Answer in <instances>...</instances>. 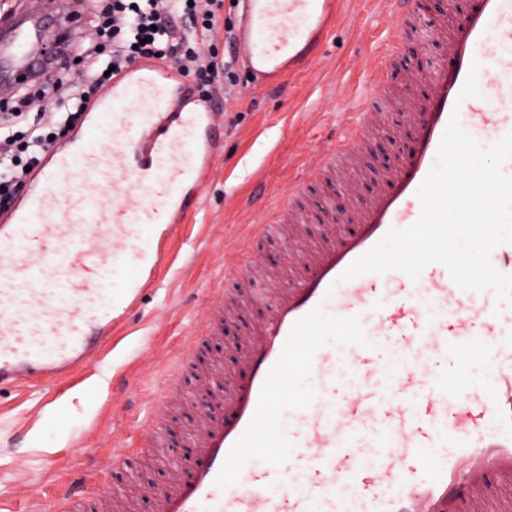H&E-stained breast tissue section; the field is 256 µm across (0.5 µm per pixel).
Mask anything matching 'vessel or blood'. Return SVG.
<instances>
[{"label":"vessel or blood","instance_id":"obj_1","mask_svg":"<svg viewBox=\"0 0 512 512\" xmlns=\"http://www.w3.org/2000/svg\"><path fill=\"white\" fill-rule=\"evenodd\" d=\"M237 40L253 84L281 83L312 63L334 25L336 0H241ZM402 37L444 39L422 97H387L398 57L372 58L375 90L359 100L335 146L310 158L306 175L272 216L249 224L233 267L252 296L263 270L257 250L290 237L303 219L309 180L335 178L368 152L374 132L399 108L411 129L408 149L372 198L344 212L351 232L300 256L288 287L271 286L270 311L244 355V374L225 383L220 368L201 373L200 416L189 476L152 486L155 512H498L512 501V336L495 297L459 288L447 267L427 265L418 280L398 274L394 288L369 273L342 272L390 229L419 218L417 190L438 161L451 115L489 142L512 132V0H467L450 19L427 0H385ZM46 0H28L25 23L1 52L24 65L39 42ZM500 53H486L490 40ZM492 99L461 98L471 65ZM222 123L209 103L167 65L123 69L89 104L74 139L47 152L29 192L0 214V387L33 377L68 381L110 354L113 330L155 279L168 232L196 208L212 168ZM124 267L125 284L110 278ZM224 296L204 318L224 333ZM342 323L346 346L319 338ZM484 360L471 386L448 382L466 357ZM181 399L166 386L148 417L141 447L161 444L159 423ZM290 408L296 424L282 427ZM64 512H127L111 487L62 498Z\"/></svg>","mask_w":512,"mask_h":512}]
</instances>
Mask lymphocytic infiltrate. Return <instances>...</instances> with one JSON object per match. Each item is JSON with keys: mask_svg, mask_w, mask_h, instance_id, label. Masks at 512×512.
<instances>
[{"mask_svg": "<svg viewBox=\"0 0 512 512\" xmlns=\"http://www.w3.org/2000/svg\"><path fill=\"white\" fill-rule=\"evenodd\" d=\"M223 6L224 0H102L94 21L108 42L83 50L80 77L60 62L45 107L25 94L14 111L0 113V213L13 205L28 168L39 166L50 144L47 128L79 124L90 99L108 84V68L156 58L194 77L203 100L220 93L230 74L205 43L220 31L226 44L235 41L224 28Z\"/></svg>", "mask_w": 512, "mask_h": 512, "instance_id": "1", "label": "lymphocytic infiltrate"}]
</instances>
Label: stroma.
Masks as SVG:
<instances>
[{"mask_svg":"<svg viewBox=\"0 0 512 512\" xmlns=\"http://www.w3.org/2000/svg\"><path fill=\"white\" fill-rule=\"evenodd\" d=\"M93 10L90 0H71L66 10L77 25L75 37L65 46L75 71L81 68V50L97 38L89 22ZM390 37L381 0H343L319 58L290 75L285 87L266 90L253 86L242 50L225 51L223 40H215L235 82L226 100L215 105L224 122L221 154L196 211L172 235L178 255L162 259L161 274L145 288L128 335L90 369L86 381L56 386L52 402L38 387L0 391V512H22L32 494L41 497L44 512H62L58 487L87 495L101 481L111 483L133 512H154L146 490L174 469L188 470L201 406L193 377L173 375L171 361L190 332L202 331V312L215 289L231 288L232 272L224 258L238 247L252 208L278 205L311 153L330 146L356 97L372 87L368 54L380 50ZM444 53L437 41L407 42L391 85H404L409 71ZM391 123L397 134L381 135L384 156L376 160L364 155L335 183L312 188L296 240L262 245L269 277L289 285L296 253L326 244L330 206L346 185H354L362 200L370 187L383 181L407 142L400 117ZM265 310L262 303L236 309L222 338L209 341L204 362L221 365L225 382L240 376L241 356ZM173 380L183 400L163 421V447L135 455L131 469L107 468L114 445L129 448L138 442L140 425L158 392ZM103 424L110 427L113 441L97 437Z\"/></svg>","mask_w":512,"mask_h":512,"instance_id":"1","label":"stroma"}]
</instances>
